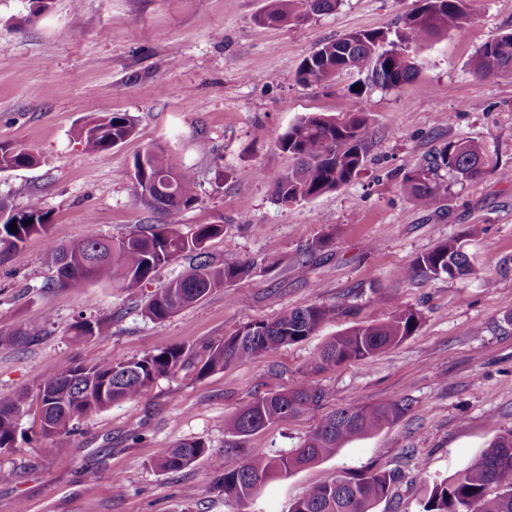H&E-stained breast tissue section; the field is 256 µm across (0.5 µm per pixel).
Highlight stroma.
Masks as SVG:
<instances>
[{"mask_svg":"<svg viewBox=\"0 0 512 512\" xmlns=\"http://www.w3.org/2000/svg\"><path fill=\"white\" fill-rule=\"evenodd\" d=\"M264 6L50 0L35 14L31 0H0V142L37 159L0 172V198L18 210L39 202L51 222L50 236L30 235L0 254V331L38 329L34 339L0 345V396L24 393L31 405L14 449L0 452V512H289L309 486L377 468L399 480L375 512H422L429 481L459 472L512 429V271L501 269L512 258V76L482 80L471 69L485 41L512 32V0H468L469 23L418 50L415 80L360 98L348 91L354 73L297 83L300 62L349 32L396 27L414 0H342L288 26L260 23ZM358 109L372 132L360 176L312 200L279 203L272 185L289 159L278 137L303 114ZM112 112L129 114L135 135L85 150L79 128ZM458 139L479 143L493 172L451 183L433 207L415 206L404 173ZM154 145L176 152L196 184L199 201L184 212L183 230L223 225L208 253L252 265L249 276L160 324L143 308L179 264L161 267L131 296L109 285L52 286L47 258L51 238L118 237L157 223L132 179L135 157ZM327 233L331 241L316 247ZM451 238L464 241L475 275L400 278ZM313 303L335 307L336 316L300 342L203 376L183 368L71 433L40 431L38 385L69 363L173 347L198 356L243 324ZM404 308L422 317L414 335L369 361L308 374L330 337ZM99 318L109 321L105 334L75 336L77 322ZM305 379L324 390L320 409L245 438L225 433V416ZM400 398L410 407L394 423L269 481L242 504L225 500L209 458L176 472L152 465L158 449L200 438L232 471L249 450L299 447L333 410Z\"/></svg>","mask_w":512,"mask_h":512,"instance_id":"1","label":"stroma"}]
</instances>
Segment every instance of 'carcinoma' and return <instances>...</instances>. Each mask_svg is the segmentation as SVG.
Listing matches in <instances>:
<instances>
[{"instance_id": "cac0c4a2", "label": "carcinoma", "mask_w": 512, "mask_h": 512, "mask_svg": "<svg viewBox=\"0 0 512 512\" xmlns=\"http://www.w3.org/2000/svg\"><path fill=\"white\" fill-rule=\"evenodd\" d=\"M339 0H267L260 21L287 26L336 9ZM469 21L466 0H416L403 14L394 31L360 30L323 43L305 57L296 71L303 85L327 83L343 72L364 75L353 95L368 90L399 89L417 74L415 55L430 39L463 28ZM474 72L482 79L512 74V32L486 41L475 53ZM135 126L125 113H108L84 123L79 137L86 149L104 151L133 136ZM369 117L362 111L339 118L306 113L278 138V148L293 164L274 182L276 199L290 205L334 191L358 178L370 148ZM34 156L0 143V171L26 168ZM490 163L482 147L473 141H449L443 148L413 165L403 177V187L414 204L429 208L448 194V182L482 179ZM446 172L443 178L440 172ZM137 198L162 216L157 225L139 227L120 238H74L66 244L48 240L49 256L57 267L55 284L77 288L84 284H111L134 293L167 264L181 263L183 270L151 297L144 315L161 324L210 293L247 275L250 266L237 259L215 262L206 244L224 231L222 224H199L192 232L181 229L184 211L198 202L196 185L182 170L177 154L162 147L148 148L133 164ZM0 248L13 249L33 233H48L49 214L35 201L14 210L0 199ZM20 218L17 230L8 226ZM474 273L463 245L450 239L417 257L401 271V277L464 278ZM336 308L311 304L294 308L273 321L246 323L222 340L205 347L198 374L222 370L231 363L259 358L282 345L313 335ZM421 317L413 309H400L382 323L358 325L331 337L310 363L318 372L328 366L367 361L397 345L419 328ZM107 321H83L75 326L79 337L101 335ZM191 355L179 347L114 360L101 356L67 367L39 385L38 401L46 435L67 434L74 426L115 403L145 393L155 380L182 368ZM322 389L304 380L285 392L255 397L224 420V431L249 436L262 428L300 415L321 405ZM27 396H0V450L14 447L18 425L27 412ZM404 400L344 408L327 414L304 443L292 451L269 456L254 451L237 470L224 471L222 456L211 452L200 439L185 440L157 452L154 467L161 472L181 470L207 456L216 473V486L224 498L241 503L252 498L268 481L314 464L354 439L371 435L396 421L407 411ZM397 476L372 470L359 477H336L315 484L292 505L290 512H373L387 498ZM423 512H512V429L497 435L469 466L454 476L435 481Z\"/></svg>"}]
</instances>
